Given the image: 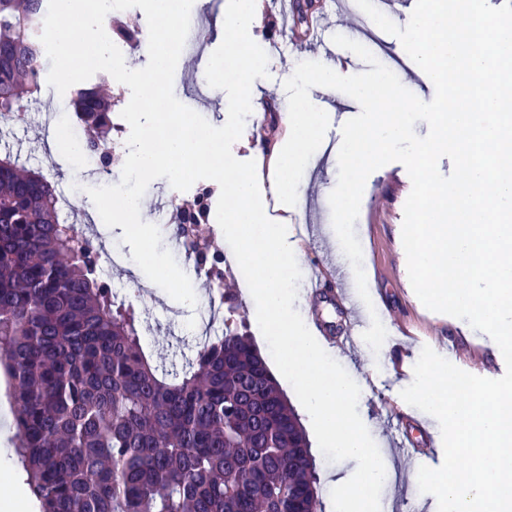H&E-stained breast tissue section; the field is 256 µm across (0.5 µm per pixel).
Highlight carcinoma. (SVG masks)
Returning a JSON list of instances; mask_svg holds the SVG:
<instances>
[{"mask_svg": "<svg viewBox=\"0 0 512 512\" xmlns=\"http://www.w3.org/2000/svg\"><path fill=\"white\" fill-rule=\"evenodd\" d=\"M41 6L0 0V114L40 94ZM114 105L104 78L70 100L104 169ZM195 212L176 209L173 235L217 276ZM98 255L50 179L1 154L0 375L39 512H321L310 443L236 318L238 297L219 291L224 330L170 371L144 351L143 321L105 283Z\"/></svg>", "mask_w": 512, "mask_h": 512, "instance_id": "obj_1", "label": "carcinoma"}]
</instances>
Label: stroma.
I'll use <instances>...</instances> for the list:
<instances>
[{"label": "stroma", "instance_id": "1", "mask_svg": "<svg viewBox=\"0 0 512 512\" xmlns=\"http://www.w3.org/2000/svg\"><path fill=\"white\" fill-rule=\"evenodd\" d=\"M224 3L225 0H194L190 16L202 28L203 36L192 49L182 52L173 81L176 98L216 127L227 120L228 98L223 90L202 86L200 76L223 39ZM261 6L265 25L254 30L251 37L268 55V75L257 79L255 108L245 120L241 137L232 146L237 159H253L259 137L276 140L280 127L271 124L269 113L264 112L265 101L271 94L287 101L283 83L293 74L296 63L325 62V47L314 36L315 30L324 25L330 34H340L364 45L418 98L427 102L434 98V86L417 79L400 40L378 28L363 29L360 12L349 6L348 0H314L308 16L311 33L301 38L295 37L293 25L285 23L280 0H262ZM311 96L320 109L329 113L330 125L303 174L304 205L287 211L288 238L299 243L298 266L305 275L309 274L314 258L323 255L334 256L341 265L347 262L333 227L329 195L338 181L336 148L342 141L343 121L360 112L357 101L335 89L316 88ZM67 111V97L58 95L50 85H43L40 98L29 110L27 123L0 132V153L16 154L34 167L59 164L65 181L82 188L91 186L83 163L62 161L56 130L44 121L45 113L62 115ZM411 188L410 177L398 162L387 164L385 172H373L366 180L355 233L362 247L371 306H364L357 295L350 303H343L336 289L328 286L320 295L307 296L299 309L308 326L323 324L335 337L346 334L354 317L366 326L373 319H380L387 331L380 350H372L358 335L352 344L331 347L328 353L360 387V417L394 474L393 483L384 485L380 493L382 502L393 503V512H420L421 506L431 500L430 495L420 493L413 481L418 468L410 463L407 449L397 444L400 431L414 433L421 427L431 431L438 426L433 416L415 411L400 396L401 390L414 379L413 366L422 348L431 347L455 364L459 353L487 339L486 334L474 330L465 320L450 324L411 297L407 265L395 235L396 226L403 221L404 204ZM194 198V190L181 192L173 189L167 179L153 180L141 199V218L154 222L170 201L190 203ZM100 263L113 292L132 299L147 319L149 328L143 336V347L153 361L163 362L169 368L185 365L193 355L201 329L209 323L221 326L223 310L200 314L198 307L177 302L162 288L148 282L144 273L111 265L109 251H102ZM137 283L143 284L142 293L134 292ZM406 326L411 328V336L403 335Z\"/></svg>", "mask_w": 512, "mask_h": 512}]
</instances>
